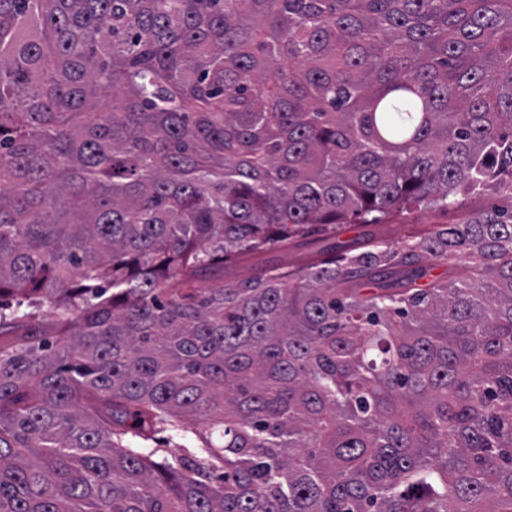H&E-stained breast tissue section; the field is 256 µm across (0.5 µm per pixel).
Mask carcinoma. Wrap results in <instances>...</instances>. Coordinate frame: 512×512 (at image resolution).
Returning <instances> with one entry per match:
<instances>
[{"mask_svg":"<svg viewBox=\"0 0 512 512\" xmlns=\"http://www.w3.org/2000/svg\"><path fill=\"white\" fill-rule=\"evenodd\" d=\"M479 188L512 0H0V512H512V211L309 240ZM184 435L186 436L188 434L184 433ZM184 435L169 428L159 431L156 434V443H152L151 445L153 448H157L156 457L159 460L166 458L172 461V457L179 453L181 445L189 446Z\"/></svg>","mask_w":512,"mask_h":512,"instance_id":"1","label":"carcinoma"}]
</instances>
